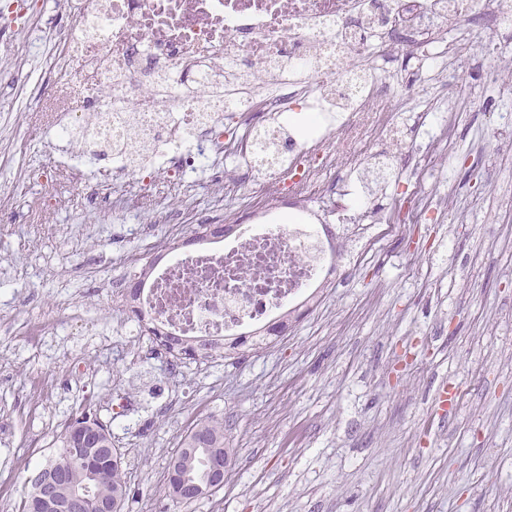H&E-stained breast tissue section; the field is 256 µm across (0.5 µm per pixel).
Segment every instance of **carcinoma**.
<instances>
[{
  "instance_id": "cac0c4a2",
  "label": "carcinoma",
  "mask_w": 512,
  "mask_h": 512,
  "mask_svg": "<svg viewBox=\"0 0 512 512\" xmlns=\"http://www.w3.org/2000/svg\"><path fill=\"white\" fill-rule=\"evenodd\" d=\"M59 438L55 458L40 469L44 480L55 483V493L48 497L34 485L15 505V512H66L75 492L83 495L82 512H122L126 473L108 426L85 415H72ZM215 461L233 464L224 447V424L207 417L188 430L169 460V495L176 501L192 499L191 488L207 480Z\"/></svg>"
}]
</instances>
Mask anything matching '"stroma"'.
<instances>
[{
	"instance_id": "stroma-1",
	"label": "stroma",
	"mask_w": 512,
	"mask_h": 512,
	"mask_svg": "<svg viewBox=\"0 0 512 512\" xmlns=\"http://www.w3.org/2000/svg\"><path fill=\"white\" fill-rule=\"evenodd\" d=\"M479 0L484 46L455 42L445 68L398 67L393 113L444 110L445 137L419 134L436 169L411 172L394 146L374 145L392 175L373 203L415 198L414 222L361 232L338 223L339 197L308 203L329 225L340 276L320 303L260 349L238 347L174 370L126 325L116 295L153 241L193 238L203 215L251 207L220 197L199 168L173 203L184 221L152 214L131 234L134 201L87 214L74 174L55 171L57 144L28 100L44 87L52 30L66 0H31L39 50L0 43V512L27 492L64 420L110 428L127 472L123 512H512V131L495 109L512 87L491 13ZM461 71L463 87L446 72ZM57 377L39 397L36 375ZM224 423L235 462L223 487L179 503L166 493L171 455L197 420Z\"/></svg>"
}]
</instances>
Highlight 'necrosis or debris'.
Masks as SVG:
<instances>
[{"label":"necrosis or debris","mask_w":512,"mask_h":512,"mask_svg":"<svg viewBox=\"0 0 512 512\" xmlns=\"http://www.w3.org/2000/svg\"><path fill=\"white\" fill-rule=\"evenodd\" d=\"M72 21L58 26L48 72L61 100L38 102L74 172L93 152L112 165L86 175L81 200L105 210L131 174L147 172L149 201L161 180L205 167L216 192L245 188L258 205L225 212L232 233L212 246L170 250L154 261L133 299H122L127 325L161 343L177 337L207 343L264 344L270 328L318 298L336 258L304 217L263 216L269 198L312 199L340 190L342 222L375 219L352 178L324 183L346 159L370 164L371 141L400 143L386 108L389 76L402 52L434 67L448 52V29L470 35L475 0H70ZM382 54L381 70L359 61ZM307 120L280 122L295 102ZM234 130L224 127L226 114ZM402 147L409 167H430Z\"/></svg>","instance_id":"necrosis-or-debris-1"}]
</instances>
